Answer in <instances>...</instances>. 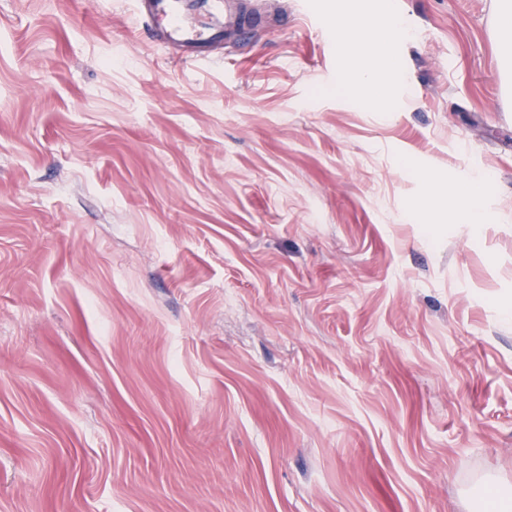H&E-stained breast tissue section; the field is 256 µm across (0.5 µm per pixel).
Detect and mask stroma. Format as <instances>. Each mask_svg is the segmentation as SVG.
<instances>
[{
	"label": "stroma",
	"mask_w": 512,
	"mask_h": 512,
	"mask_svg": "<svg viewBox=\"0 0 512 512\" xmlns=\"http://www.w3.org/2000/svg\"><path fill=\"white\" fill-rule=\"evenodd\" d=\"M403 17L389 111L337 0L182 63L130 0H0V512H479L512 483L496 0ZM425 203L424 230L406 212ZM448 197L455 202L457 215L462 224H488L494 219L505 217L502 211L492 208L483 174L473 175L464 190L449 183Z\"/></svg>",
	"instance_id": "obj_1"
}]
</instances>
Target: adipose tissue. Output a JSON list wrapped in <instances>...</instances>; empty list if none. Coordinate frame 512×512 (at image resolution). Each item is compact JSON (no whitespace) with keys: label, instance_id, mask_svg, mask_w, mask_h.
<instances>
[{"label":"adipose tissue","instance_id":"ef3b65f1","mask_svg":"<svg viewBox=\"0 0 512 512\" xmlns=\"http://www.w3.org/2000/svg\"><path fill=\"white\" fill-rule=\"evenodd\" d=\"M340 20L346 34L344 56L351 66L350 74L341 79L343 88L360 106L386 111L390 100L391 69L400 37L396 14L391 9H384L383 18L378 21L368 14L360 0H349ZM362 44L368 48L371 63H364L358 54ZM448 196L456 204L461 223L487 224L500 216L492 207L484 175H473L462 190L449 186Z\"/></svg>","mask_w":512,"mask_h":512}]
</instances>
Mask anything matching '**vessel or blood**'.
<instances>
[{
    "mask_svg": "<svg viewBox=\"0 0 512 512\" xmlns=\"http://www.w3.org/2000/svg\"><path fill=\"white\" fill-rule=\"evenodd\" d=\"M138 20L162 15L168 27L159 34L161 43L183 50V62L196 61L211 43L233 38L250 24L246 0H133Z\"/></svg>",
    "mask_w": 512,
    "mask_h": 512,
    "instance_id": "vessel-or-blood-1",
    "label": "vessel or blood"
}]
</instances>
